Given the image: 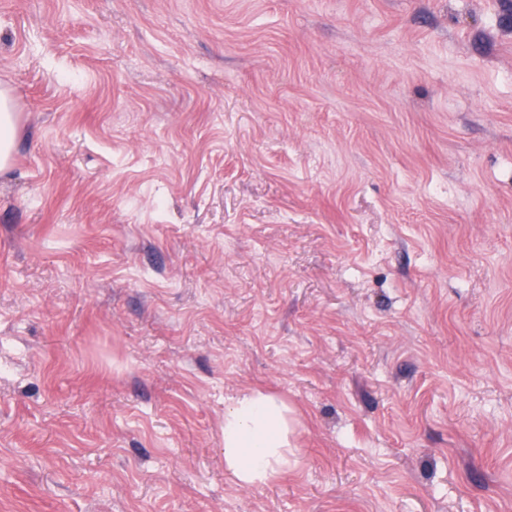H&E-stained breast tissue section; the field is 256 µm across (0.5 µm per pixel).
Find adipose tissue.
<instances>
[{
  "label": "adipose tissue",
  "instance_id": "adipose-tissue-1",
  "mask_svg": "<svg viewBox=\"0 0 512 512\" xmlns=\"http://www.w3.org/2000/svg\"><path fill=\"white\" fill-rule=\"evenodd\" d=\"M288 405L260 390L249 391L224 411V469L242 487L273 481L291 463Z\"/></svg>",
  "mask_w": 512,
  "mask_h": 512
}]
</instances>
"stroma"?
Masks as SVG:
<instances>
[{
	"mask_svg": "<svg viewBox=\"0 0 512 512\" xmlns=\"http://www.w3.org/2000/svg\"><path fill=\"white\" fill-rule=\"evenodd\" d=\"M1 88L0 512L512 506V0H0ZM18 113L14 111L11 96L0 89V169L9 166L16 144ZM288 404L251 390L224 410V470L242 487L273 481L291 464Z\"/></svg>",
	"mask_w": 512,
	"mask_h": 512,
	"instance_id": "35a3bbf8",
	"label": "stroma"
}]
</instances>
